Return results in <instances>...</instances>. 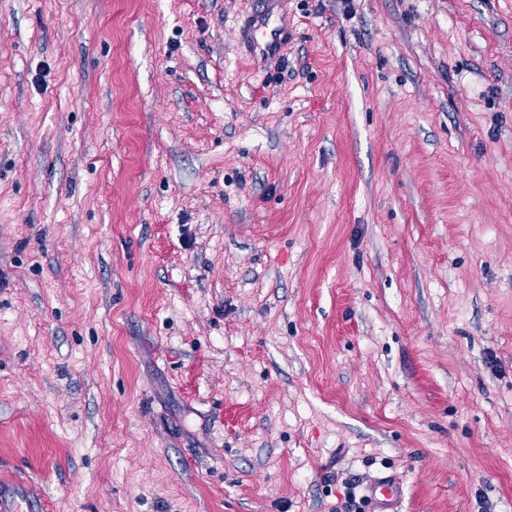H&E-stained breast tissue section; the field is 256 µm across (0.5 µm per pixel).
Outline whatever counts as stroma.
Masks as SVG:
<instances>
[{"label": "stroma", "instance_id": "1", "mask_svg": "<svg viewBox=\"0 0 512 512\" xmlns=\"http://www.w3.org/2000/svg\"><path fill=\"white\" fill-rule=\"evenodd\" d=\"M384 474L512 512V0H0V478L333 512ZM285 40V29H270L264 19L252 16L247 30L246 41L249 50L253 54L261 58L275 56Z\"/></svg>", "mask_w": 512, "mask_h": 512}]
</instances>
